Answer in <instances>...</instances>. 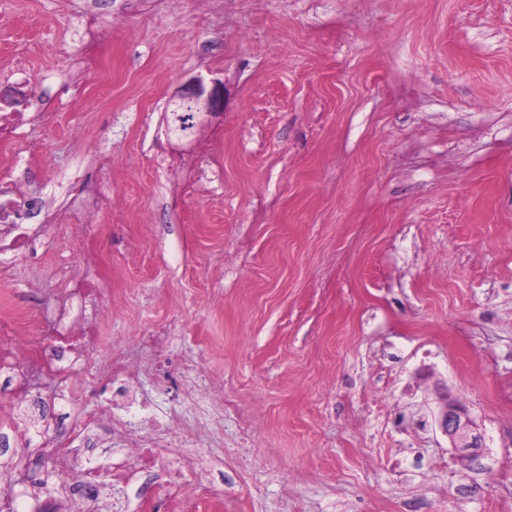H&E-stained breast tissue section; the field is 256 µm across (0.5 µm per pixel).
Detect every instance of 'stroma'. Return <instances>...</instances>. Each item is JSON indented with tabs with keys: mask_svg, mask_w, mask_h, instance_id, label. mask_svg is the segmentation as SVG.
<instances>
[{
	"mask_svg": "<svg viewBox=\"0 0 512 512\" xmlns=\"http://www.w3.org/2000/svg\"><path fill=\"white\" fill-rule=\"evenodd\" d=\"M88 0H0V88L25 57L35 175L90 169L88 244L63 226L0 266V313L37 325L89 266L120 296L105 335L170 325L152 394L188 404L182 361L240 401L241 447L203 451L223 512H512V0H104L98 60L59 77ZM201 74L224 110L193 134L165 108ZM463 403L481 469L434 416ZM22 406L0 435L27 465L18 512H53ZM144 476L84 512H138Z\"/></svg>",
	"mask_w": 512,
	"mask_h": 512,
	"instance_id": "35a3bbf8",
	"label": "stroma"
}]
</instances>
